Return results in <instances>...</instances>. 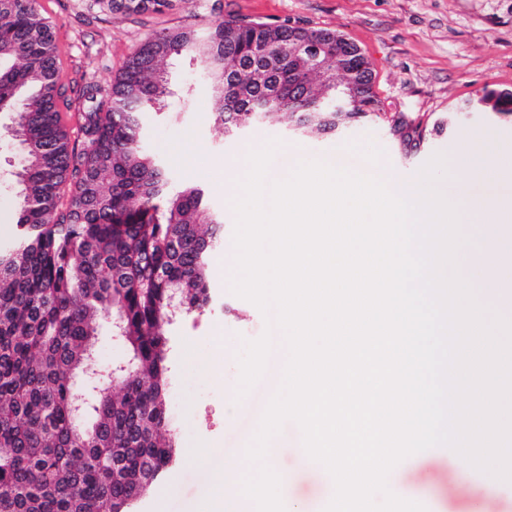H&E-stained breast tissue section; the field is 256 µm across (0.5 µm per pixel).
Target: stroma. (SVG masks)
I'll return each instance as SVG.
<instances>
[{"label":"stroma","instance_id":"1","mask_svg":"<svg viewBox=\"0 0 512 512\" xmlns=\"http://www.w3.org/2000/svg\"><path fill=\"white\" fill-rule=\"evenodd\" d=\"M38 9L54 26L58 73L71 99L63 116L72 128L83 109L84 87H109L147 38L164 28L216 19L343 34L371 59L384 112L415 123L451 116L484 90H512V0H177L161 13H112L98 0H38ZM170 77L174 86L190 85L192 94L173 101L169 113H145L142 144L167 166L174 186L206 188L209 204L223 213L224 241L210 262L211 303L177 316L168 328L167 413L179 463L134 504V512H202L225 461L244 454L280 381L285 352L276 349L236 417L225 420L224 402L233 398L239 377L240 342L265 330L260 310L229 290L227 256L235 217L227 209L224 179L232 175L243 144L277 139L305 158L322 159L346 142L371 141L384 151L380 166L393 188L415 185L420 169L440 153L455 164L439 179L451 203L466 205L473 192L501 199L512 191V116L475 112L417 146L396 140L380 121L310 139L269 125L227 137L214 123L217 104L201 71L185 60L171 67ZM11 124V114L0 113V243L13 232L17 204L12 174L22 158L21 145L6 134ZM273 445L279 450L274 466L290 480L285 506L293 512H323L333 481L327 472L299 467L298 426L285 423ZM458 479L459 458L447 447L412 455L389 475L406 499L422 503L427 512H475L483 502L490 512H512V483L492 481L473 469L462 491Z\"/></svg>","mask_w":512,"mask_h":512}]
</instances>
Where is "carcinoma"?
Returning <instances> with one entry per match:
<instances>
[{
	"instance_id": "cac0c4a2",
	"label": "carcinoma",
	"mask_w": 512,
	"mask_h": 512,
	"mask_svg": "<svg viewBox=\"0 0 512 512\" xmlns=\"http://www.w3.org/2000/svg\"><path fill=\"white\" fill-rule=\"evenodd\" d=\"M116 12H162L173 0H102ZM331 43L329 78L309 59ZM55 30L37 0H0V112L23 146L16 173L17 236L0 245V512H130L176 461L168 429L170 289L190 313L209 305V258L223 216L194 184L172 187L141 144V117L172 95L173 61H195L220 103L216 120L234 134L286 123L298 136L334 134L384 121L375 72L361 49L327 30L245 19L200 29L165 28L127 59L109 89L88 85L77 135L62 122L68 89L56 68ZM358 86L348 112L310 110ZM488 112L512 100L486 90ZM270 103L266 112L260 103ZM421 142V124L389 122ZM118 313L132 363L112 388L75 378L93 358L89 340Z\"/></svg>"
}]
</instances>
